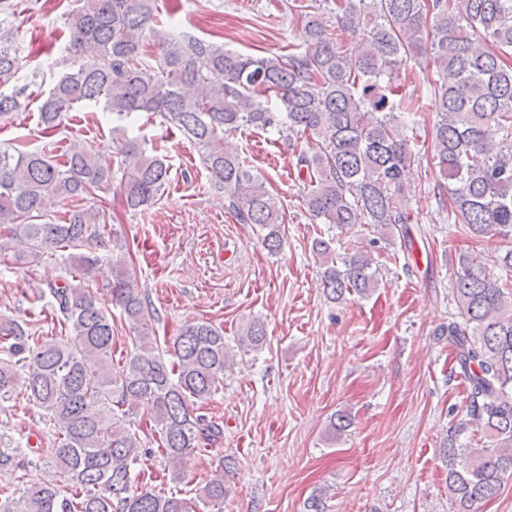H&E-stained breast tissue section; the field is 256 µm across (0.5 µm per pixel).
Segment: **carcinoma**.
I'll list each match as a JSON object with an SVG mask.
<instances>
[{
  "label": "carcinoma",
  "instance_id": "obj_1",
  "mask_svg": "<svg viewBox=\"0 0 512 512\" xmlns=\"http://www.w3.org/2000/svg\"><path fill=\"white\" fill-rule=\"evenodd\" d=\"M288 8L302 21L299 44L259 57L175 35L160 19L158 0H82L68 12L71 66L44 95L39 124L54 132L76 106L100 104L116 122L112 154L76 142L59 160L0 149V255L68 266L71 279L49 293L76 342L43 336L31 344L17 320H0V399L21 390L53 422L45 460L68 472L70 487L48 479L17 496L1 486L0 512H198L193 497L134 487L151 449L132 430V415L151 406L171 480H185L188 460L221 433L198 410L224 387L232 362L224 332L188 322L172 347L161 348L134 269L86 250L104 242L109 213L100 193L112 181L134 212L168 185L166 156L134 135L136 117H158L187 136L237 221L268 230L263 242L272 253L281 249L283 213L265 179L224 141L244 128L315 142L318 152L297 159L310 215L342 230L368 224L371 246L397 237L409 253V175L418 155L404 130L414 128L422 105L406 91L402 70L419 59L434 67L431 161L442 179L441 209L474 241L498 244L489 256L459 253L452 288L458 313L439 327L469 390V419L443 448L455 512H475L512 477V0H324ZM331 16L351 40L330 32ZM15 40L0 21V88L22 67ZM148 46L157 50L152 62ZM24 91H0V115L17 110ZM49 197L66 209L35 222ZM313 251L330 301L378 288L371 252L339 253L332 237L315 239ZM107 275L110 304L134 333L132 350L117 363L112 311L97 297ZM265 341L257 319L238 344L256 350ZM20 355L32 366L26 377L13 361ZM473 423L487 446L461 442ZM350 425V414L339 411L329 434L336 439ZM25 459V449L0 435L1 474ZM201 492L223 512L224 474L205 479Z\"/></svg>",
  "mask_w": 512,
  "mask_h": 512
}]
</instances>
